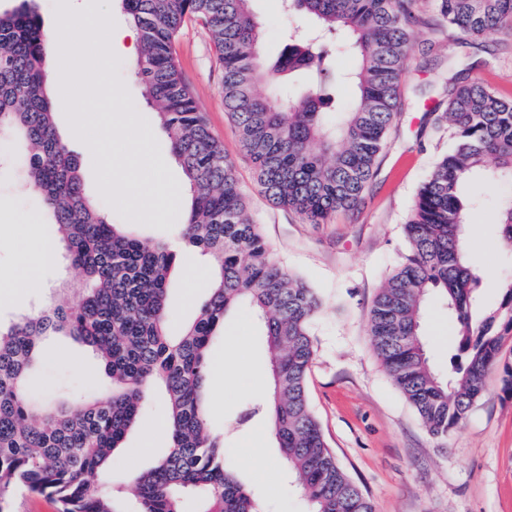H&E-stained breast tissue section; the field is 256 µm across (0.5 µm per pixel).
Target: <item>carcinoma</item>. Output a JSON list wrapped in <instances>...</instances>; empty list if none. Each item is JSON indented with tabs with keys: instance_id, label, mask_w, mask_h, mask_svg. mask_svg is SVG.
<instances>
[{
	"instance_id": "cac0c4a2",
	"label": "carcinoma",
	"mask_w": 512,
	"mask_h": 512,
	"mask_svg": "<svg viewBox=\"0 0 512 512\" xmlns=\"http://www.w3.org/2000/svg\"><path fill=\"white\" fill-rule=\"evenodd\" d=\"M140 36L137 75L154 106L192 195L175 233L208 257L212 276L195 319L169 332L170 273L178 250L112 223L85 194V160L59 135L61 103L46 85L48 37L30 0L0 12V139L27 172L84 286L62 288L0 329V502L18 486L46 496L57 512H262L213 435L205 398L209 349L224 317L246 304L257 313L271 356L272 390L250 415L264 414L309 512H373L329 448L306 394L315 356L316 291L278 261L247 211L236 166L224 155L184 83L174 51L192 18L207 26L224 67V108L236 124L258 183L273 203L309 224L355 208L398 112L412 55L417 0H283L284 12L310 20L290 29L280 55L260 51L251 0H121ZM447 29L476 38L512 36V0H433ZM355 58L346 71L336 54ZM356 89L336 100V87ZM443 119L453 144L416 195L404 225L406 252L376 295L369 317L373 351L433 436L465 418L490 371L512 398V278L498 306L481 305L482 271L463 243L469 193L482 180L512 182V99L485 83L448 78ZM512 251V200L495 213ZM436 292L454 324L448 371H435L420 335L422 306ZM64 334L92 347L112 385L100 396L57 403L31 395L29 372L41 341ZM167 397L171 445L156 464L131 474L127 496L101 479L123 448L151 393Z\"/></svg>"
}]
</instances>
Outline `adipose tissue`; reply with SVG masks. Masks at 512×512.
I'll list each match as a JSON object with an SVG mask.
<instances>
[{
  "label": "adipose tissue",
  "mask_w": 512,
  "mask_h": 512,
  "mask_svg": "<svg viewBox=\"0 0 512 512\" xmlns=\"http://www.w3.org/2000/svg\"><path fill=\"white\" fill-rule=\"evenodd\" d=\"M93 24L96 29L94 38L82 44L78 51V67L73 71V80L66 87L69 99L77 101L87 97L91 90L89 74L97 62L111 55L113 50L123 49L128 53H136L138 34L131 29H114L111 19L104 14L87 17L84 13L75 12L61 20L55 39L57 42H68L76 27Z\"/></svg>",
  "instance_id": "adipose-tissue-1"
}]
</instances>
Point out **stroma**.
Here are the masks:
<instances>
[{
  "instance_id": "35a3bbf8",
  "label": "stroma",
  "mask_w": 512,
  "mask_h": 512,
  "mask_svg": "<svg viewBox=\"0 0 512 512\" xmlns=\"http://www.w3.org/2000/svg\"><path fill=\"white\" fill-rule=\"evenodd\" d=\"M81 6L87 14L108 11L114 27L128 24L121 0H37L45 30L57 17ZM263 27L264 50L277 56L282 33L300 25L285 14L280 0H252ZM413 53L401 86L400 110L356 209L336 214L331 223L309 224L293 210L273 204L256 181L238 129L224 110V68L202 20L186 22L174 47L184 82L196 98L224 154L234 161L248 213L259 224L274 257L316 288L322 307L313 322L316 354L307 377V395L339 464L370 499L374 512H512V398L490 373L483 393L465 419L447 435H430L418 415L377 360L368 335L372 302L405 251L404 226L416 194L438 157L452 143L450 130L437 123L448 102L447 59L471 63L469 78L481 79L512 96V36L480 39L427 25L411 30ZM135 58L113 52L97 89L80 103L66 102L55 115L68 148L89 158L82 173L87 196L116 224H133L146 236L161 237L180 215L167 194L188 193L167 135L147 104L136 75ZM151 147L139 156L137 142ZM163 182H156L155 173ZM17 164L0 167V322L9 323L45 304L54 289L81 287L80 270L68 266L64 247L50 225L30 224L39 202L27 191ZM111 192H104V185ZM482 200L465 227L474 265L483 271L482 301L497 304L501 284L512 277V252L499 244L491 219L496 206L512 198V184L475 182ZM47 248L33 283L15 277L33 244ZM208 259L185 252L172 276L169 301L173 329L190 321L205 295ZM427 352L444 369L455 336L448 311L431 299L422 320ZM209 417L224 442L230 464L256 496L262 512H309L303 493L290 486L281 453L264 416L241 422L244 410L269 382L263 329L249 307L228 314L211 347ZM91 347L69 336H49L30 373L31 390L60 399L74 388L95 395L106 385ZM169 410L162 396L148 404L125 447L108 462L113 483L127 482L132 468H149L170 445ZM259 455H252V448Z\"/></svg>"
}]
</instances>
